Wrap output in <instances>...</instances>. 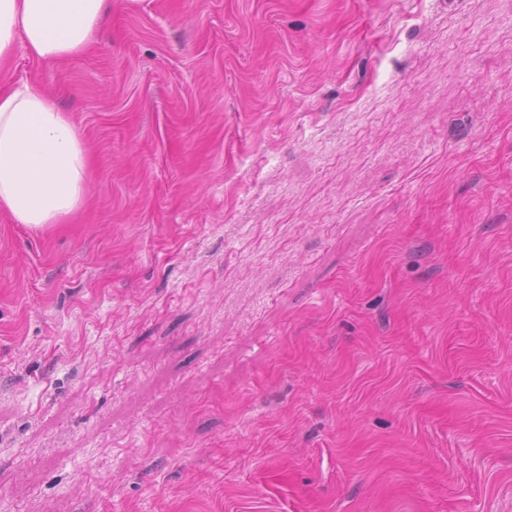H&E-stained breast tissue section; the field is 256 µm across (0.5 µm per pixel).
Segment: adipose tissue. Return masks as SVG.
Here are the masks:
<instances>
[{
    "label": "adipose tissue",
    "instance_id": "ef3b65f1",
    "mask_svg": "<svg viewBox=\"0 0 512 512\" xmlns=\"http://www.w3.org/2000/svg\"><path fill=\"white\" fill-rule=\"evenodd\" d=\"M109 0H0V69L16 40L37 59L81 52ZM87 152L76 124L29 85L0 93V210L33 229L61 223L84 197Z\"/></svg>",
    "mask_w": 512,
    "mask_h": 512
}]
</instances>
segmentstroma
<instances>
[{
	"label": "stroma",
	"mask_w": 512,
	"mask_h": 512,
	"mask_svg": "<svg viewBox=\"0 0 512 512\" xmlns=\"http://www.w3.org/2000/svg\"><path fill=\"white\" fill-rule=\"evenodd\" d=\"M79 209L0 212V512H512V0H112Z\"/></svg>",
	"instance_id": "obj_1"
}]
</instances>
